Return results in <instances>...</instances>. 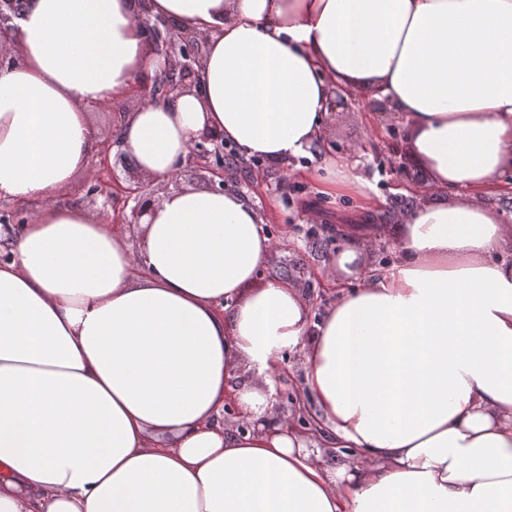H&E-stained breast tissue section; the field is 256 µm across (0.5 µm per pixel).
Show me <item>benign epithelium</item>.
I'll return each mask as SVG.
<instances>
[{
	"mask_svg": "<svg viewBox=\"0 0 512 512\" xmlns=\"http://www.w3.org/2000/svg\"><path fill=\"white\" fill-rule=\"evenodd\" d=\"M23 8V0H0V66L9 60L7 46L14 27L11 22ZM139 24L147 33L153 48L165 54L168 68L151 80L138 81V99L166 97L175 92L191 90L196 83L197 66L201 65L206 40L196 31L180 29L165 21H151L141 15ZM187 164L208 170L211 174V189L224 190L227 171L224 166V134L217 130H206L195 142ZM110 195L124 201L134 200L130 212L125 208L114 211L112 223L138 224L143 216L152 213L156 200L147 191V184L137 179L124 186L112 181Z\"/></svg>",
	"mask_w": 512,
	"mask_h": 512,
	"instance_id": "7a95c632",
	"label": "benign epithelium"
}]
</instances>
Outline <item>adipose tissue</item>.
Returning <instances> with one entry per match:
<instances>
[{"mask_svg":"<svg viewBox=\"0 0 512 512\" xmlns=\"http://www.w3.org/2000/svg\"><path fill=\"white\" fill-rule=\"evenodd\" d=\"M202 33L190 91L144 101L120 148L167 180L207 129L247 160L310 153L335 89L387 99L443 196L399 256L345 248L319 322L263 277L272 244L240 195L182 189L138 249L60 195L96 146L88 109L167 67L138 14ZM0 67V512H512V0H26ZM300 352L341 462L269 397ZM235 402L249 422L226 430Z\"/></svg>","mask_w":512,"mask_h":512,"instance_id":"obj_1","label":"adipose tissue"}]
</instances>
